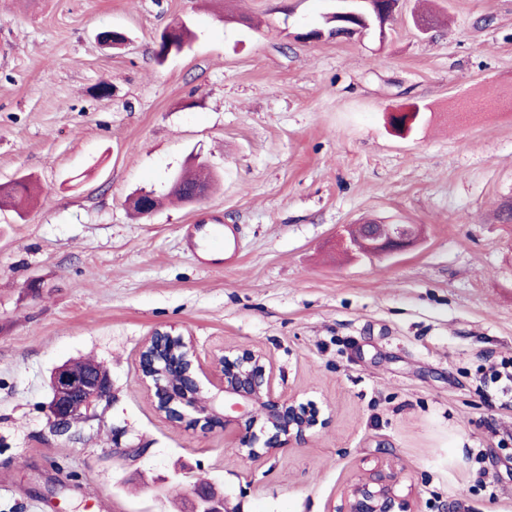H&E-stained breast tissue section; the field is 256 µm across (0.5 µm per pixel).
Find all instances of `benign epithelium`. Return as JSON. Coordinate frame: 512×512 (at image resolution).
I'll use <instances>...</instances> for the list:
<instances>
[{"label": "benign epithelium", "instance_id": "1", "mask_svg": "<svg viewBox=\"0 0 512 512\" xmlns=\"http://www.w3.org/2000/svg\"><path fill=\"white\" fill-rule=\"evenodd\" d=\"M395 7V0H336V11L326 18L330 27L309 30L301 38L320 40L340 29L351 36L361 35L374 21L382 29ZM180 28L173 24L160 36L157 50L161 57L167 59L187 46L179 38ZM415 237L412 224H373L353 237L351 245L367 256L392 255L403 251ZM195 361L189 336L157 329L147 338L139 356V376L153 391L156 411L203 433L223 429L253 462L304 444L317 426L329 423L296 398L275 395L271 360L260 351L223 347L208 371ZM51 390L50 414L55 425L66 430L94 403L110 398L111 381L94 366L76 372L63 365L51 379ZM399 484L395 469L382 464L349 484L336 512H416L411 495L400 494ZM206 506L211 512H234L211 485L198 483L192 488L187 512H204Z\"/></svg>", "mask_w": 512, "mask_h": 512}]
</instances>
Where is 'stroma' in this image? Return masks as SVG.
I'll return each mask as SVG.
<instances>
[{"instance_id": "stroma-1", "label": "stroma", "mask_w": 512, "mask_h": 512, "mask_svg": "<svg viewBox=\"0 0 512 512\" xmlns=\"http://www.w3.org/2000/svg\"><path fill=\"white\" fill-rule=\"evenodd\" d=\"M434 3L428 34L399 0L385 27L309 42L336 0H0V189L36 187L0 209V512H183L200 479L240 512H334L381 463L417 512H512V383L489 378L512 359V0ZM176 22L190 46L158 63ZM199 161L216 187L169 199ZM209 213L238 230L220 270L183 246ZM367 219L420 235L348 253ZM157 329L204 365L265 352L275 392L328 425L254 463L168 422L137 369ZM83 360L112 396L61 435L50 379ZM201 177H202V173L199 169L195 170V171L194 170L183 171V172H179V173L175 174L173 176V178H176L180 189H178L177 191H174L175 189L178 188V185L175 182L171 181L170 190L174 191V192L170 191L171 195H173L175 198H177L181 202L186 201L189 198L190 191H188V190L193 189L195 187V185L197 184V182L201 179ZM207 195H208V193L193 195L189 198L188 203L189 204L198 203L199 201L203 200Z\"/></svg>"}]
</instances>
